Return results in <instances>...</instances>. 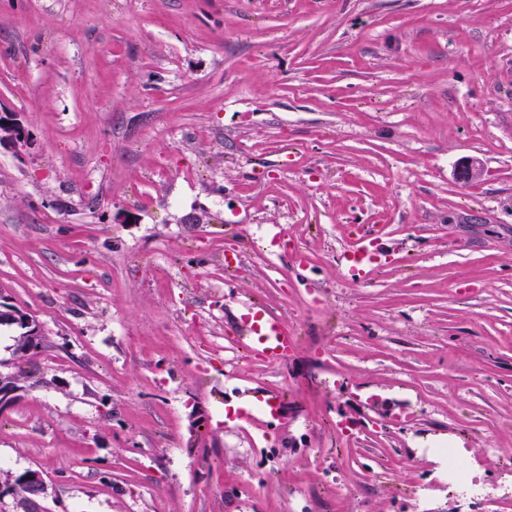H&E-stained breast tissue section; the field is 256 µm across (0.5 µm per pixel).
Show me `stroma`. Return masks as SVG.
<instances>
[{
	"label": "stroma",
	"instance_id": "stroma-1",
	"mask_svg": "<svg viewBox=\"0 0 512 512\" xmlns=\"http://www.w3.org/2000/svg\"><path fill=\"white\" fill-rule=\"evenodd\" d=\"M3 112L46 342L0 325V469L47 512H470L448 446L512 499V0H0ZM263 341L258 342V353L268 362H279L294 344L292 336L281 328L280 323L275 320H267ZM8 481H1V490L4 486H7L10 491L16 495V506L19 509L16 512H44L43 501L47 497L48 483L41 470L29 469L19 476L8 475ZM14 480L18 484V494L16 492V485Z\"/></svg>",
	"mask_w": 512,
	"mask_h": 512
}]
</instances>
